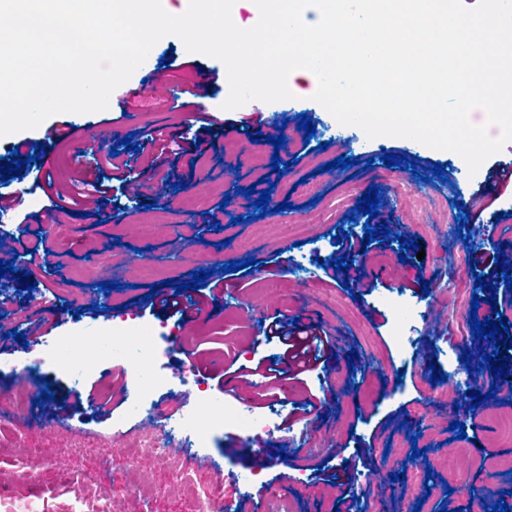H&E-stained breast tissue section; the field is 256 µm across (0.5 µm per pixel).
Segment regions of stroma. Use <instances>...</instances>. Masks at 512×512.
<instances>
[{"mask_svg":"<svg viewBox=\"0 0 512 512\" xmlns=\"http://www.w3.org/2000/svg\"><path fill=\"white\" fill-rule=\"evenodd\" d=\"M217 74L218 82L203 89L201 73ZM292 99L274 103L251 101L223 109L229 87L224 64L218 59L189 53L175 36L162 38L146 61L110 96L106 110L58 113L37 128L0 137V155L24 138L51 145L41 175L51 177L64 195L74 193L85 175L110 180V172L97 169L99 147L76 156L73 145L53 138L56 127L68 124L80 132L109 130L114 140L131 132L160 131V144L178 153L175 167L150 173L143 196L133 195L128 185L114 183L108 192L102 221L85 219L65 211L54 212L42 191L32 190V177H20L10 185L23 203L0 215V260L27 271L35 283L34 298L17 290L7 291V309L0 311L6 329L25 333V344L0 345V418L8 429L0 432V512H99L103 496L126 499L129 512H138L149 500L153 512H193L191 496L172 488L170 473L153 467L138 476L128 470L126 448L132 447L144 423L129 413V395L136 374L128 365L104 362L73 381L51 361L41 360L44 345L60 337L76 339L85 330L119 319L120 307L135 310L138 319L152 325L161 338L156 343L159 371L176 377L189 364V355L209 354L255 367L259 360L281 355L286 347L266 335L272 316L284 322L315 325L329 340L326 362L290 382L283 417L288 428L274 436L249 438L234 429L211 434L206 447L193 449L187 463L203 476L219 471L229 475L257 470L259 477L248 490L225 482L224 498L232 504L259 502L258 512H275L286 503L288 512H333L337 484H347L355 503L376 497L379 512H465L468 490L493 488L496 497L512 506V441L501 438L497 419L512 415V393L496 391L483 401L478 416L464 417V439H453L449 423L439 415L412 418L415 405L428 403L432 367L463 361L472 351L471 369L482 362L475 351L480 343L472 332L471 318L485 320L501 313L512 327V297L506 283L491 275L494 256L512 258V229L483 236L482 228L494 223L497 212H512V185L494 182V165L512 167V142L489 157L476 174L465 162L447 152L406 138H367L341 129L339 123L312 96L317 79L289 78ZM140 89L149 106L138 121L121 119L127 90ZM208 95L205 111H197L199 90ZM182 107H174V97ZM311 117L314 137L299 129L300 114ZM284 136L281 149L271 137ZM246 138L249 156L234 176H227L231 155L226 141ZM189 155H180V148ZM393 153L413 161L416 171L403 166L386 167L381 153ZM355 159L351 171L328 169L339 156ZM287 161V171L273 172V157ZM446 167L444 179L430 178L435 165ZM313 175L321 187L318 200L299 191L300 178ZM165 178L176 191L166 206L155 203L154 187ZM411 182L418 208H405L396 183ZM272 184L270 212L244 224H231L220 209L228 186L249 187L258 180ZM208 186V214L212 219L203 240L170 259L177 234L196 223L193 206L197 190ZM377 187V224L404 226L419 240L418 250L406 249L404 240L386 237L367 243L363 261L348 271L328 275L324 262L339 255L338 238L364 240L367 214L356 213L359 198ZM456 200H449V192ZM289 202L287 210L278 205ZM41 217L35 230L23 227L25 214ZM60 222L53 229L43 224L48 214ZM465 226H457V215ZM43 232L46 258L26 253L35 232ZM480 236V243L464 247L465 236ZM150 249L148 261L127 263L129 248ZM253 259V266L223 272L224 263ZM220 271L223 292L210 301L215 316L195 322H177L159 303L144 302L151 285L174 282L187 285L192 272ZM490 276L496 305L485 302V290H474L475 275ZM114 283V290H99V283ZM399 293L422 309L416 324L420 340L403 352L392 338L393 319L385 296ZM53 326L46 335L28 331L27 307ZM355 361H348V354ZM355 376L375 393L370 402L357 397L330 395L335 377ZM29 389V401L11 411L8 397L18 384ZM54 397L43 400L44 384ZM319 405L301 416L307 396ZM110 398L106 409L96 401ZM427 440L417 466L429 470L432 493L424 502L392 492L388 479L397 459L411 455L412 440ZM258 448V457L245 455L244 447ZM462 451L457 479H449L443 462L449 449Z\"/></svg>","mask_w":512,"mask_h":512,"instance_id":"35a3bbf8","label":"stroma"}]
</instances>
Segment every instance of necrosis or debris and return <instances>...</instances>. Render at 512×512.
<instances>
[{"mask_svg":"<svg viewBox=\"0 0 512 512\" xmlns=\"http://www.w3.org/2000/svg\"><path fill=\"white\" fill-rule=\"evenodd\" d=\"M154 344L153 328L136 322L89 334L76 347L65 341L57 342L50 354L55 362L77 376L104 361L113 359L129 363L137 374L138 411L143 421L159 425L158 430L140 437L138 452L129 454L130 471L138 472L147 463H165L175 485L191 491L195 512H222L223 479L214 475L207 482H199L195 469L185 465L183 453L173 451L172 441L186 437L199 446L219 426L237 429L251 438L268 436L279 430L278 414L272 411L263 416L256 415L253 408L224 403L202 388L197 389L193 404L169 412L157 407L152 395L165 386L167 380L154 365Z\"/></svg>","mask_w":512,"mask_h":512,"instance_id":"4bbe7bcc","label":"necrosis or debris"}]
</instances>
